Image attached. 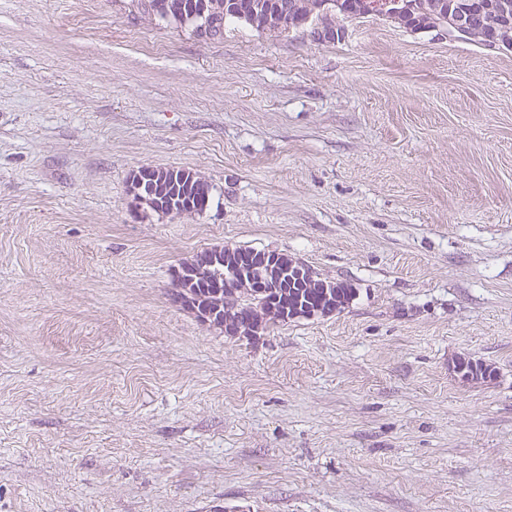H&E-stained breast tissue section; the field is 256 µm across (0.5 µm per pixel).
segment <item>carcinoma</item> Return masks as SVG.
I'll use <instances>...</instances> for the list:
<instances>
[{
  "instance_id": "carcinoma-1",
  "label": "carcinoma",
  "mask_w": 512,
  "mask_h": 512,
  "mask_svg": "<svg viewBox=\"0 0 512 512\" xmlns=\"http://www.w3.org/2000/svg\"><path fill=\"white\" fill-rule=\"evenodd\" d=\"M512 0H449L453 10L470 15L474 27L486 29L493 23L512 22V8L502 10L504 2ZM305 0H130L141 20L147 24H165L188 31L197 37L209 39L224 37V24L242 21V16L252 19L254 30L276 39L280 34L268 25L288 22L297 18L299 6ZM415 9L411 15L397 22L409 28L416 17L432 11L435 0H413ZM147 187L151 193V208L174 217L202 215L210 206L211 184L197 174L182 169L145 167ZM243 248L221 247V260L214 266L209 264L208 251L203 250L191 259L182 262L185 267H205L204 279L194 288L180 289L183 307L210 313L209 324L224 330L228 319L242 328L241 336L249 337L250 331L258 327L269 331L286 322L285 309L314 308L325 315L341 309L350 299L352 289L344 283L332 286L319 276L307 280L306 284L291 288L277 280L267 282L266 287H255L250 278L240 279L230 290L213 288L209 282L224 278V272L234 269ZM454 371L467 381H483L491 370L482 363L461 357L454 364Z\"/></svg>"
}]
</instances>
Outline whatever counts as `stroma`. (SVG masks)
<instances>
[{
	"mask_svg": "<svg viewBox=\"0 0 512 512\" xmlns=\"http://www.w3.org/2000/svg\"><path fill=\"white\" fill-rule=\"evenodd\" d=\"M343 26L0 0V512H512V51ZM213 246L353 296L225 336L170 299ZM321 9L315 10H309L307 14L304 16L301 23H305L306 26L309 25L310 27V36L319 42H327L332 41L334 38L338 37L337 30H340L336 27L335 23H325L320 20H315L311 22L312 16L316 14L318 16L321 13ZM341 33V30H340ZM334 39V40H335ZM144 172V174H142ZM137 174L149 177L146 184L150 188L149 207L174 217L181 215H202L210 206L211 184L198 174L182 169L145 167ZM132 178L134 182L137 177ZM254 255L245 263V267H249L250 271H256L262 276L266 271L270 272L272 269L279 268L281 263L280 254L264 250L260 253L255 251ZM454 371L467 381H484L491 374V370L482 363L466 357H460L454 364Z\"/></svg>",
	"mask_w": 512,
	"mask_h": 512,
	"instance_id": "35a3bbf8",
	"label": "stroma"
}]
</instances>
